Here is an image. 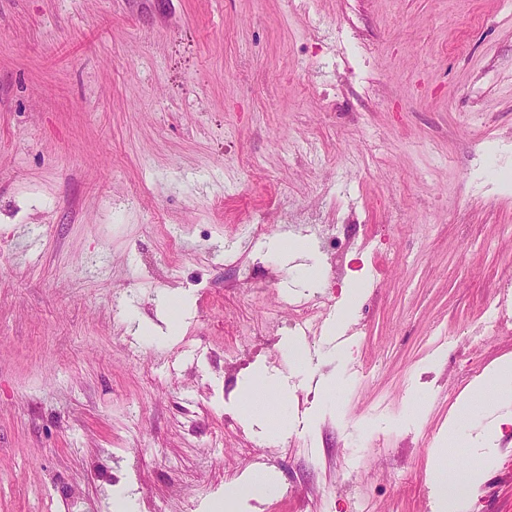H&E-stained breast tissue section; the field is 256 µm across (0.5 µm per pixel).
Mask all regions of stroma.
Returning a JSON list of instances; mask_svg holds the SVG:
<instances>
[{
    "label": "stroma",
    "mask_w": 512,
    "mask_h": 512,
    "mask_svg": "<svg viewBox=\"0 0 512 512\" xmlns=\"http://www.w3.org/2000/svg\"><path fill=\"white\" fill-rule=\"evenodd\" d=\"M0 236V512H512V0H0ZM512 400V361L497 363L448 417V435H470L474 422L507 408ZM255 384L266 389L270 397L275 401L284 403L285 396L283 394V380L278 374H272L264 366L255 370ZM436 471L438 475H440L444 487H448L449 490L451 486L458 481H462L463 486H465L467 483L473 482L478 478L476 471L465 468L456 459H448V455L445 456L443 452L436 461ZM459 497L460 496L454 493V491L450 492L448 495L449 512L461 511L462 508L459 503H457Z\"/></svg>",
    "instance_id": "stroma-1"
}]
</instances>
